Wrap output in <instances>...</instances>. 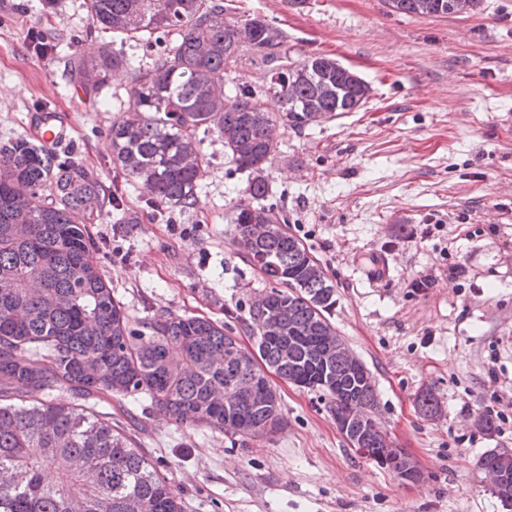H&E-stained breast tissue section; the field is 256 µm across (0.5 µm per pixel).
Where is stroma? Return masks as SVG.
<instances>
[{"instance_id":"1","label":"stroma","mask_w":512,"mask_h":512,"mask_svg":"<svg viewBox=\"0 0 512 512\" xmlns=\"http://www.w3.org/2000/svg\"><path fill=\"white\" fill-rule=\"evenodd\" d=\"M265 18L288 59L326 55L369 86L366 104L303 131L278 127L269 204L336 290L331 321L371 371L376 420L419 464L404 483L350 452L325 393L278 382L285 430L242 445L231 432L176 426L149 402L112 408L186 512H505L479 468L512 450V0L459 16H410L386 0H224ZM50 46L35 50L37 36ZM109 33L85 0H0V140H36L47 108L73 159L114 177L113 112L85 100L68 64ZM198 207L151 218L140 192L92 225L97 261L131 321L160 310L203 316L254 348L252 301L271 283L246 262L228 218L249 177L202 134ZM137 223H127V216ZM465 273L449 278L448 269ZM432 276V287L412 283ZM431 388L440 416L419 413ZM500 411L494 431L476 423Z\"/></svg>"}]
</instances>
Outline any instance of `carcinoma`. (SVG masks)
<instances>
[{
	"instance_id": "carcinoma-1",
	"label": "carcinoma",
	"mask_w": 512,
	"mask_h": 512,
	"mask_svg": "<svg viewBox=\"0 0 512 512\" xmlns=\"http://www.w3.org/2000/svg\"><path fill=\"white\" fill-rule=\"evenodd\" d=\"M388 3L406 15L444 16L467 14L480 0ZM86 8L120 44L157 52L143 62L109 42L70 62V81L104 106L103 91L125 83V97L112 107V187L67 151L22 137L0 142V512H184L168 479L112 429V400L145 397L179 426L222 432L230 421L243 428V443L264 437L274 415L285 424L281 404L242 394L229 414L224 388L256 380L275 396L267 370L324 381L318 390L334 400L336 415L351 401L377 408L371 373L336 357L325 371L313 367L326 337L336 335L329 320L336 290L288 232V216L265 204L264 175L277 125L301 131L354 112L369 87L326 55L282 60L279 31L260 17L228 19L223 0H86ZM247 46L272 72L265 92L241 83L224 89L227 68ZM202 129L250 176L230 223L244 256L275 284L265 308H249L251 330L261 336L272 322L296 337L261 338L256 355L199 316L162 310L133 326L93 255L88 225L117 207L123 184L140 189L161 219L169 209L198 207ZM257 224L273 230L256 237ZM60 389L73 401H50ZM416 403L427 417L441 412L429 389Z\"/></svg>"
}]
</instances>
